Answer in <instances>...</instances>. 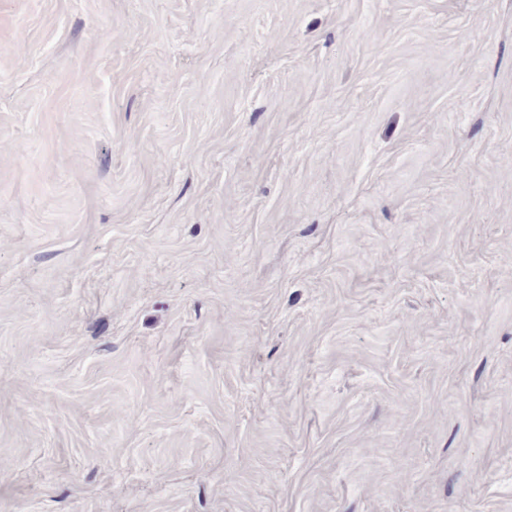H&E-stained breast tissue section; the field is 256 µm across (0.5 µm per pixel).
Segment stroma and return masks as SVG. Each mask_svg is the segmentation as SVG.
Returning <instances> with one entry per match:
<instances>
[{"instance_id": "stroma-1", "label": "stroma", "mask_w": 512, "mask_h": 512, "mask_svg": "<svg viewBox=\"0 0 512 512\" xmlns=\"http://www.w3.org/2000/svg\"><path fill=\"white\" fill-rule=\"evenodd\" d=\"M0 512H512V0H0Z\"/></svg>"}]
</instances>
